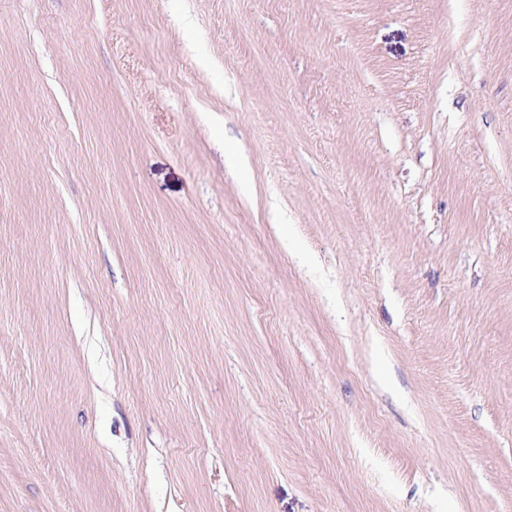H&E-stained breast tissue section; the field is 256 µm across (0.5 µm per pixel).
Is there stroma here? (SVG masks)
Returning <instances> with one entry per match:
<instances>
[{
    "label": "stroma",
    "mask_w": 512,
    "mask_h": 512,
    "mask_svg": "<svg viewBox=\"0 0 512 512\" xmlns=\"http://www.w3.org/2000/svg\"><path fill=\"white\" fill-rule=\"evenodd\" d=\"M0 512H512V0H0Z\"/></svg>",
    "instance_id": "35a3bbf8"
}]
</instances>
